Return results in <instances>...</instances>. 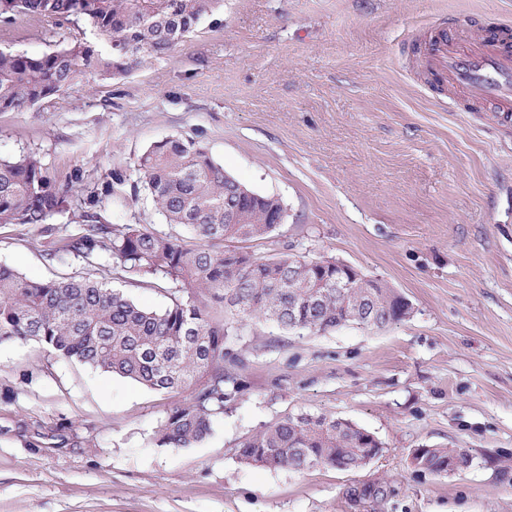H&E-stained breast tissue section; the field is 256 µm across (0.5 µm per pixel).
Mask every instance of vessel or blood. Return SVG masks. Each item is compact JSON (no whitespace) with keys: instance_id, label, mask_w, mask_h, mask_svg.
Masks as SVG:
<instances>
[{"instance_id":"obj_1","label":"vessel or blood","mask_w":512,"mask_h":512,"mask_svg":"<svg viewBox=\"0 0 512 512\" xmlns=\"http://www.w3.org/2000/svg\"><path fill=\"white\" fill-rule=\"evenodd\" d=\"M434 64L464 97L477 103H512V53L499 44L462 31L438 49Z\"/></svg>"}]
</instances>
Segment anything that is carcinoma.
Masks as SVG:
<instances>
[{"instance_id": "carcinoma-1", "label": "carcinoma", "mask_w": 512, "mask_h": 512, "mask_svg": "<svg viewBox=\"0 0 512 512\" xmlns=\"http://www.w3.org/2000/svg\"><path fill=\"white\" fill-rule=\"evenodd\" d=\"M223 0H0V18L44 15L59 21L86 20L94 42H76L41 56L0 51V112L30 108L68 92L88 75L112 77L142 59L165 54L184 41ZM137 171L166 223L181 225L201 244L185 247L177 237L139 224L112 229L87 225L67 244L89 262L104 260L105 273L33 281L0 265V341H36L56 358L128 378L160 392H185L155 434L157 445L192 448L224 418V407L243 390L226 371L240 329L271 323L286 333L323 334L347 325L370 324L358 306L372 303L387 326L409 315L395 309L394 289L368 279L349 288L328 283V258L257 259L224 248V241L269 236L273 216L284 210L274 196L241 198L237 181L192 140L170 137L144 151ZM65 194L52 187L39 158L23 153L0 159V224H45L61 211ZM166 285L167 306L144 308L110 288L107 273ZM230 302L233 317L214 323L201 298ZM372 444L357 427H336V418L289 415L239 444L240 462L270 470L303 471L311 464L341 470L364 467ZM471 466L460 448H432L421 459L434 475ZM391 488L381 482L353 486L347 497L382 503Z\"/></svg>"}]
</instances>
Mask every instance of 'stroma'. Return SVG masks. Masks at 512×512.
<instances>
[{
	"mask_svg": "<svg viewBox=\"0 0 512 512\" xmlns=\"http://www.w3.org/2000/svg\"><path fill=\"white\" fill-rule=\"evenodd\" d=\"M461 27H512V0H224L126 75L0 112V158L35 153L67 192L49 223L0 224V264L28 279L90 272L67 249L90 214L195 245L136 169L180 137L285 206L241 251L334 257L410 305L380 329L245 326L244 390L193 448L153 441L177 394L0 342V512H512V122L431 74L434 41ZM91 37L81 19L0 22V50L31 56ZM302 412L352 421L382 454L356 471L239 462L244 438ZM422 446L473 463L423 473ZM369 481L391 496L351 502Z\"/></svg>",
	"mask_w": 512,
	"mask_h": 512,
	"instance_id": "stroma-1",
	"label": "stroma"
}]
</instances>
